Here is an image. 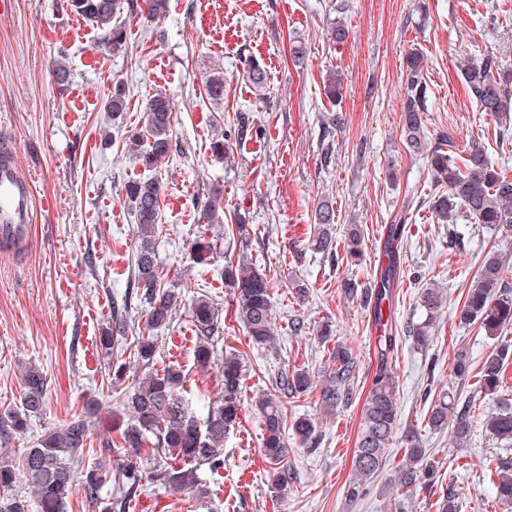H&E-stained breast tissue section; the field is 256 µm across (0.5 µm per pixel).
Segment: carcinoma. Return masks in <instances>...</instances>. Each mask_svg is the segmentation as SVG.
Returning <instances> with one entry per match:
<instances>
[{
  "instance_id": "carcinoma-1",
  "label": "carcinoma",
  "mask_w": 512,
  "mask_h": 512,
  "mask_svg": "<svg viewBox=\"0 0 512 512\" xmlns=\"http://www.w3.org/2000/svg\"><path fill=\"white\" fill-rule=\"evenodd\" d=\"M66 2L71 11L100 32L102 45L115 52L127 43L124 26L116 22L121 7H126L133 17L143 15L154 21L165 15L168 0H143L142 7L134 0ZM405 64L402 135L409 153L426 160L436 184L442 187L432 201L437 222L455 224L467 218L476 224L512 227V178L504 169L495 167L479 146L463 152L451 137L438 141L428 138L421 112L425 111L430 88L423 76L421 54L410 53ZM461 72L481 111L512 112V73L502 70L495 57L470 58ZM125 107V92L117 87L107 100L105 111L115 117ZM146 112L145 129L151 140L140 152V160L145 167L153 168L171 150L172 102L168 96L157 94L149 101ZM125 192L136 219L137 246L131 259L133 287L148 305L150 327L163 328L172 321L182 299L177 289L164 283L156 258L154 240L159 226L160 183L152 179L132 180L127 182ZM335 218V211L329 205L316 211L318 234L313 242L315 249L324 255H333L337 250V240L332 234ZM399 236L400 228L390 227L389 263L375 284L374 318L383 327V335L378 339L377 365L364 404L354 455V468L361 483L348 488L347 496L351 500L363 495L367 483L385 468L389 449L397 441L407 449L406 460L399 466L398 485L404 490L413 488L428 476V470L420 466L425 453L419 447L417 432L400 427L398 385L392 367L396 337L382 321L380 308L394 283L397 264L394 242ZM343 247L346 261L356 263L362 259L358 228L350 229ZM189 250L193 261L203 265L209 264L216 253L214 240L205 235L196 237ZM508 269L503 254L494 252L484 257L460 310V324H476L487 336H500L512 325V292L504 284ZM224 284L235 291V318L252 340L266 345L273 343L270 285L266 275L253 266L229 263L224 266ZM419 300L426 320L413 325L410 333L418 344L424 345L429 340L432 320L443 307V296L434 288H424ZM190 322L197 339V362L205 366L219 356L223 363L222 388L218 399L208 402L206 415L199 416L189 400L181 396L185 382L182 371L173 366L155 368L157 347L149 337L139 336L130 343L140 367L139 374L130 387H122L112 396L113 404L127 419L113 422L112 430L117 436L103 444L107 456L90 465L83 462L84 445L91 438L92 418L99 411V404L88 400L82 412L60 428L39 436L21 456H15L9 448H0V490L12 491L22 478H27L35 489L40 512H66L69 495L76 485L83 488L90 501L101 504L103 512H128L143 482L148 480L175 491L188 490L200 500L208 498L209 491L197 471L205 467L217 473L224 468V438L239 427L246 368L239 354L224 350V323L210 297L203 294L194 297ZM118 341L111 330L104 331L100 339L105 354L112 356V376L116 382L126 378L129 372L126 362L114 353ZM507 356L508 350L502 349L482 363L479 369L482 389L497 390ZM328 364L331 368L326 370L328 379L320 397L323 409L332 412L356 369V358L350 348L338 345ZM23 385L19 406L9 413L10 427L19 434L28 431L31 419L43 414L47 403L45 376L37 368L25 371ZM276 385L285 395L294 396L310 391L314 382L306 371L297 369L280 375ZM259 406L265 425L263 452L272 465V486L282 497L289 483L286 412L274 398L262 399ZM469 413L470 407L459 411L455 399L442 397L431 408L428 424L442 429L454 423L453 438L461 444L468 436ZM293 429L302 444L315 440L311 420L299 419L293 423ZM486 429L499 438H512V408L502 407L492 413ZM115 448L126 457V462L114 469L110 455Z\"/></svg>"
}]
</instances>
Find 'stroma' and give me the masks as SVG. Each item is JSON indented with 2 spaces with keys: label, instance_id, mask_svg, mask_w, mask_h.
Returning <instances> with one entry per match:
<instances>
[{
  "label": "stroma",
  "instance_id": "obj_1",
  "mask_svg": "<svg viewBox=\"0 0 512 512\" xmlns=\"http://www.w3.org/2000/svg\"><path fill=\"white\" fill-rule=\"evenodd\" d=\"M349 36L333 42L334 23ZM304 59L291 54L293 44ZM419 50L431 90L422 120L429 136L447 132L459 147L478 145L496 166L500 136L512 138V112L480 111L460 66L491 54L512 70V0H169L158 24L127 22L120 53L102 46L95 28L56 0H9L0 10V132L18 146L31 177L36 222L22 249L0 245V447L21 451L46 429L60 426L96 400L101 419L114 411L108 359L99 345L112 325V300L131 280L136 220L125 197L128 181L158 178L164 188L155 248L166 282L183 299L157 336V365L186 376L194 408L221 390V364L201 367L188 301L205 294L224 321V346L247 365L238 429L224 440V468L201 471L211 490L201 506L188 492L145 484L130 512H437L443 491L454 488L457 512H512L484 475L495 458L512 470V440L486 431L487 415L512 405V356L502 388L482 391L477 373L500 347L512 348V327L489 338L463 326L456 308L473 284L483 257L512 251V230H491L467 220L438 223L429 205L438 188L425 162L410 155L401 134L405 57ZM62 57L72 78L58 92L51 62ZM259 64L263 86L248 79ZM224 75L223 99H212L205 81ZM342 77L340 96L329 99V73ZM123 84L127 109L109 120L104 105ZM165 93L174 103L172 151L146 168L127 144L145 129L149 98ZM228 131L226 152L212 154L217 131ZM224 209L225 223L244 216V237L221 242L208 266L193 264L188 246L205 228L200 214L209 201ZM336 214L334 235L357 226L365 261L351 266L316 253L314 215L322 203ZM400 224L399 264L388 318L398 349L403 427L414 428L433 466L431 481L414 492L398 485L405 449L391 447V461L369 482L365 498L350 501L349 485L362 410L376 366L378 342L368 288L378 278L390 225ZM247 259L270 282L275 347L249 341L232 314L225 288L226 261ZM353 292H346L345 283ZM438 285L446 298L418 346L408 330L421 322L423 288ZM350 347L356 370L333 415L320 412L312 392L285 397L289 420L312 419L318 442L301 444L287 432L291 494L277 496L271 466L261 453L264 423L256 401L276 393L282 372L302 368L314 382L325 377L336 345ZM466 360L467 377L455 375ZM47 383L46 411L28 435L6 431L18 405L27 366ZM454 395L471 405L470 434L457 447L450 430L427 423L425 393Z\"/></svg>",
  "mask_w": 512,
  "mask_h": 512
}]
</instances>
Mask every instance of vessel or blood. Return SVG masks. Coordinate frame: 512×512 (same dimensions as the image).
Segmentation results:
<instances>
[{
	"label": "vessel or blood",
	"instance_id": "1",
	"mask_svg": "<svg viewBox=\"0 0 512 512\" xmlns=\"http://www.w3.org/2000/svg\"><path fill=\"white\" fill-rule=\"evenodd\" d=\"M17 146L0 136V238L24 246L34 222L32 182L16 161Z\"/></svg>",
	"mask_w": 512,
	"mask_h": 512
}]
</instances>
